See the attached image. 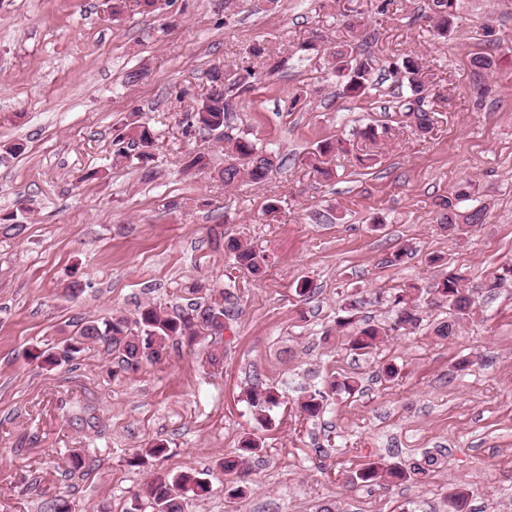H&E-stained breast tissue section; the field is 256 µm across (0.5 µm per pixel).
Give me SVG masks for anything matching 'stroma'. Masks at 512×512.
<instances>
[{
	"instance_id": "35a3bbf8",
	"label": "stroma",
	"mask_w": 512,
	"mask_h": 512,
	"mask_svg": "<svg viewBox=\"0 0 512 512\" xmlns=\"http://www.w3.org/2000/svg\"><path fill=\"white\" fill-rule=\"evenodd\" d=\"M0 0V147L23 150L0 164V216L17 214L20 235L0 233V512H127L153 474L198 471L211 495L188 512H447L465 486L469 512H512V284L486 281L512 264V0H456L452 34L435 36L432 0ZM500 45L496 68L474 79L482 24ZM365 40L377 90L350 98L329 66L334 51ZM319 52L300 59L301 43ZM288 58L287 70L232 96L230 131L279 152L260 187L214 178L221 144L186 132L183 119L215 66L235 72L250 45ZM422 58L434 80L432 136L410 127L377 144L378 162L355 166L366 143L356 128L387 123L398 88L389 62ZM144 70L139 81L127 73ZM141 113L158 143L148 168L114 163L113 140ZM346 140L335 177L308 154ZM205 171L189 168L196 152ZM469 180L486 220L461 238L443 233L435 206ZM276 217L266 216L270 198ZM268 261L256 280L239 272L227 237ZM400 264L389 258L398 248ZM442 264H433V257ZM462 274L476 309L442 338L447 308L422 306L420 326L367 355L344 335L327 340L347 297L365 298L363 318L390 320L408 282L430 287ZM309 282L313 294L296 293ZM230 292L224 359L208 344H182L137 372L117 371L100 345L77 360L40 367L28 353L61 345L87 321L134 315L138 305L187 306ZM467 370H457L460 359ZM393 363L397 379L380 378ZM352 376L360 389L329 398L306 420L277 409L261 428L245 400L252 385L286 401ZM263 450L249 491L230 497L220 467L244 434ZM165 456L131 466L156 442ZM331 445V457L318 447ZM445 450L439 468L392 489L355 479L368 462L410 464ZM80 453L84 466L73 469Z\"/></svg>"
}]
</instances>
